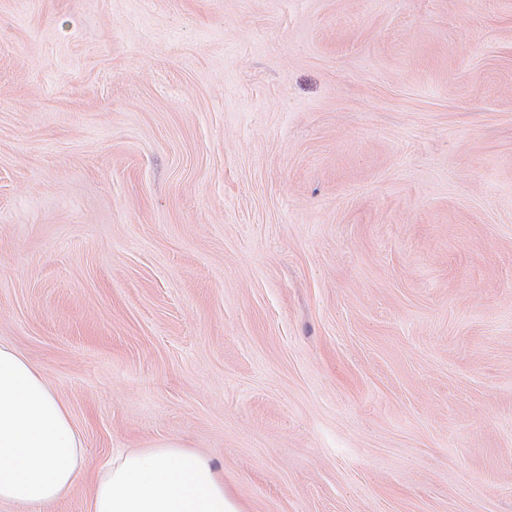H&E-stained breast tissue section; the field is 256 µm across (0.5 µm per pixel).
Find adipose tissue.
I'll return each mask as SVG.
<instances>
[{"label":"adipose tissue","instance_id":"adipose-tissue-1","mask_svg":"<svg viewBox=\"0 0 512 512\" xmlns=\"http://www.w3.org/2000/svg\"><path fill=\"white\" fill-rule=\"evenodd\" d=\"M85 469L84 442L40 369L0 342V502L36 512ZM88 512H244L210 461L167 441L113 455L95 473Z\"/></svg>","mask_w":512,"mask_h":512}]
</instances>
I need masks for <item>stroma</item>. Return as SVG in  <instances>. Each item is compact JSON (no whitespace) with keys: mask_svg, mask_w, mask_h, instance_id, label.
I'll list each match as a JSON object with an SVG mask.
<instances>
[{"mask_svg":"<svg viewBox=\"0 0 512 512\" xmlns=\"http://www.w3.org/2000/svg\"><path fill=\"white\" fill-rule=\"evenodd\" d=\"M0 341L247 512H512V0H0Z\"/></svg>","mask_w":512,"mask_h":512,"instance_id":"obj_1","label":"stroma"}]
</instances>
